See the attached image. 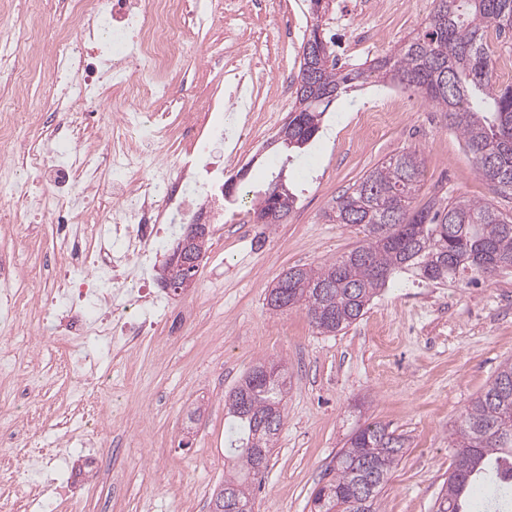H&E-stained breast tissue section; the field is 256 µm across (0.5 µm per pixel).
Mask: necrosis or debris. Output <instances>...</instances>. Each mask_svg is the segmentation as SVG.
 Returning a JSON list of instances; mask_svg holds the SVG:
<instances>
[{
    "label": "necrosis or debris",
    "instance_id": "4bbe7bcc",
    "mask_svg": "<svg viewBox=\"0 0 512 512\" xmlns=\"http://www.w3.org/2000/svg\"><path fill=\"white\" fill-rule=\"evenodd\" d=\"M222 0H74L70 22L54 35L55 50L36 62L71 109L41 144L15 160V125L0 122V178L11 196L55 226L64 272L45 289L49 314L60 315L59 342L75 346L96 336L110 347L150 333L168 300L151 277L174 224H189L198 201L224 211V156L254 133L241 113L255 111L246 91L257 82L251 50L239 49L232 106L223 98L204 113L180 106L169 80H134L140 66L167 69L190 28L213 24ZM124 91L103 134L104 150L75 143L85 123L80 104L99 91ZM188 141L187 159L173 165L157 146ZM112 210L103 223L90 215L102 194Z\"/></svg>",
    "mask_w": 512,
    "mask_h": 512
}]
</instances>
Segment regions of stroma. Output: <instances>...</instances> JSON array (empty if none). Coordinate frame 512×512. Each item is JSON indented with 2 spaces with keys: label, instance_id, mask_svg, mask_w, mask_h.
Wrapping results in <instances>:
<instances>
[{
  "label": "stroma",
  "instance_id": "obj_1",
  "mask_svg": "<svg viewBox=\"0 0 512 512\" xmlns=\"http://www.w3.org/2000/svg\"><path fill=\"white\" fill-rule=\"evenodd\" d=\"M432 9L433 0H408L357 34L390 49L420 29ZM286 22L269 15L242 32L259 46L258 106L266 112L293 97L296 87L301 51L275 34ZM232 32V24L220 20L185 38L173 60L180 97L213 94L212 73L227 62ZM26 93L15 113L21 147L41 140L55 123L56 92L39 73H31ZM391 93L407 103L406 122L363 134L360 123ZM323 125L329 137L296 153L287 168L297 200L284 223L268 228L250 214L253 194L270 179L281 151L276 129L244 145L241 162L225 164V176L246 173L239 198L225 205L222 223L212 225L193 287L171 299L176 308L190 309L192 323L180 331L158 322L149 335L105 357L109 387L100 400L112 418V468L76 477L72 512H209L224 480V397L254 366L272 360L288 372L286 418L253 512H310L311 495L339 450L371 422L409 437L381 512H435L452 470L454 426L499 365L512 359V269L475 287L401 275L360 320L334 335L319 333L301 309L269 311L264 297L288 267H317L360 244L361 229L327 214L357 179L403 149H419L424 159L415 207L465 197L512 214V194L495 193L444 114L400 85H367L339 96ZM59 266L50 224L21 210L16 224L0 229V268L25 270L45 284ZM41 342L44 352H21L16 372L0 376V430L25 429L67 456L75 452L72 436L57 423L70 402L88 392L77 375L62 371L54 337L43 335ZM28 378L40 389L37 400L19 394L18 381Z\"/></svg>",
  "mask_w": 512,
  "mask_h": 512
}]
</instances>
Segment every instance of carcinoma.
Masks as SVG:
<instances>
[{
    "instance_id": "cac0c4a2",
    "label": "carcinoma",
    "mask_w": 512,
    "mask_h": 512,
    "mask_svg": "<svg viewBox=\"0 0 512 512\" xmlns=\"http://www.w3.org/2000/svg\"><path fill=\"white\" fill-rule=\"evenodd\" d=\"M425 26L380 59L344 68L332 59L314 77L310 94H298L288 112L287 152L307 146L319 133L327 108L348 90L399 82L420 93L448 118L463 139L476 171L495 191L512 193V84L494 78L490 33H512V0H433ZM289 159L252 205L253 214L276 206L281 218L296 195L282 178ZM422 176L418 149L384 159L336 199L331 219L359 225L364 242L319 267H290L265 296L271 311L301 307L321 334L340 332L367 312L389 281L413 272L436 284L476 285L512 268V216L488 202L459 198L413 207ZM253 368L224 400L232 465L222 487L250 505L260 461H269L283 425L288 395L285 370ZM407 438L381 424L357 429L336 457L333 477L312 496L313 512H379V496L404 454ZM453 470L436 500V512H478L480 492L499 509L512 506V481L498 475L512 461V360L465 409L454 432Z\"/></svg>"
}]
</instances>
